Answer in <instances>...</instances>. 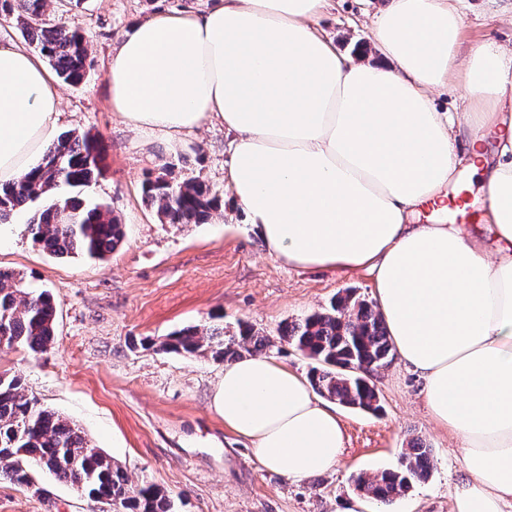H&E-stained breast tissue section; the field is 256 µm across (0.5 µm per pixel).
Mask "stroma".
Returning a JSON list of instances; mask_svg holds the SVG:
<instances>
[{
	"instance_id": "obj_1",
	"label": "stroma",
	"mask_w": 512,
	"mask_h": 512,
	"mask_svg": "<svg viewBox=\"0 0 512 512\" xmlns=\"http://www.w3.org/2000/svg\"><path fill=\"white\" fill-rule=\"evenodd\" d=\"M205 0H49L52 16L85 33L94 62L86 82L60 84L59 132L94 135L103 174L81 197L108 206L125 226L123 245L107 259L57 258L28 228L30 210L0 224V267L25 275L29 290L57 298L53 342L42 352L18 350L0 366L22 375L25 390L74 422L128 474L174 500L175 512H381L356 490L352 477L397 465L409 439L430 446L428 480L413 484L392 512H450L468 473L456 443L430 420L420 375L399 360L373 382L383 411L339 408L345 431L336 471L301 481L264 466L254 447L224 425L212 399L223 363L156 351L162 336L190 325L246 321L275 337L280 324L327 307L351 291L373 301L370 274L289 267L268 255L225 186L231 137L214 121L164 140L136 131L113 111L108 60L132 23L160 13L191 12ZM386 0H332L316 22L343 54H372L371 16ZM466 43L512 46V23L490 0H463ZM179 178H199L222 198L206 224H162L144 201L146 173L163 165ZM42 494L0 477V512H92L69 484L36 475Z\"/></svg>"
}]
</instances>
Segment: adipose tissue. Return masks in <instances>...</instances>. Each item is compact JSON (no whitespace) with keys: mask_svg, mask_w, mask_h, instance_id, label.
Returning <instances> with one entry per match:
<instances>
[{"mask_svg":"<svg viewBox=\"0 0 512 512\" xmlns=\"http://www.w3.org/2000/svg\"><path fill=\"white\" fill-rule=\"evenodd\" d=\"M330 0H213L134 23L107 65L135 129L231 135L227 187L269 255L367 269L395 352L471 475L453 512H512V50L465 44L456 0H389L381 61L342 55L314 25ZM462 89V116L432 95ZM42 61L0 43V184L40 160L61 114ZM478 177L483 240L447 223ZM212 406L260 460L300 481L336 469L335 404L266 356L228 363Z\"/></svg>","mask_w":512,"mask_h":512,"instance_id":"1","label":"adipose tissue"}]
</instances>
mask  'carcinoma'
<instances>
[{"label":"carcinoma","instance_id":"cac0c4a2","mask_svg":"<svg viewBox=\"0 0 512 512\" xmlns=\"http://www.w3.org/2000/svg\"><path fill=\"white\" fill-rule=\"evenodd\" d=\"M47 0H0V12L14 16L23 36L46 58L57 76L70 85L83 82L92 69L88 42L64 21L45 18ZM101 147L89 134L65 132L46 150L41 162L16 182L0 187V222L43 197L50 203L29 221L33 240L51 255H81L102 260L124 242V225L107 206H89L77 196H57L61 186L83 189L101 175ZM144 201L162 224H206L220 208V196L202 180L179 179L165 165L142 184ZM7 335L0 336V352L18 348L43 351L55 330V302L51 291L26 288L22 273L0 267V320ZM278 339L313 361L309 380L320 396L344 407L379 414L382 405L375 385L362 372L387 366L394 352L378 310L347 291L329 307L302 319L285 322ZM273 346L240 320L238 332L222 326L187 327L155 344L161 352L215 361L235 360ZM433 456L421 440L410 442L396 467L353 476L355 488L387 510L416 482L427 480ZM46 471L67 483L90 502L107 504L111 512H175L174 501L153 484H134L124 470L101 449L92 446L74 424L44 407L26 393L22 376L0 369V476L41 492L32 472Z\"/></svg>","mask_w":512,"mask_h":512}]
</instances>
